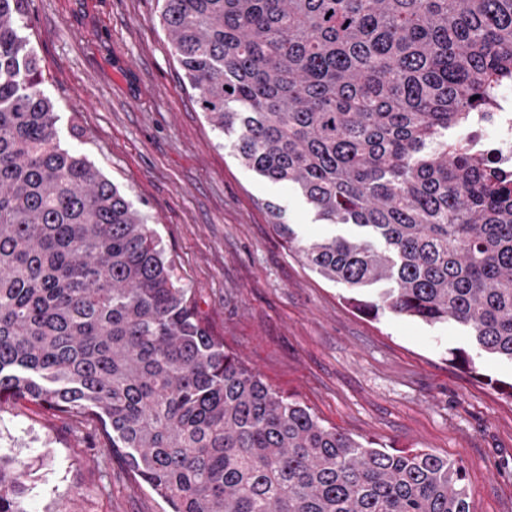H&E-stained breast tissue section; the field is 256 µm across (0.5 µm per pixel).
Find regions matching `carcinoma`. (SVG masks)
Instances as JSON below:
<instances>
[{
	"mask_svg": "<svg viewBox=\"0 0 512 512\" xmlns=\"http://www.w3.org/2000/svg\"><path fill=\"white\" fill-rule=\"evenodd\" d=\"M26 2L0 0V406L97 417L169 512H469L460 464L327 427L224 350L134 204L61 146ZM158 19L241 164L350 227L299 242L267 204L313 271L512 363V177L459 138L512 83V0H161ZM28 472L0 452V512H25Z\"/></svg>",
	"mask_w": 512,
	"mask_h": 512,
	"instance_id": "carcinoma-1",
	"label": "carcinoma"
}]
</instances>
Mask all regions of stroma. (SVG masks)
I'll return each mask as SVG.
<instances>
[{
	"mask_svg": "<svg viewBox=\"0 0 512 512\" xmlns=\"http://www.w3.org/2000/svg\"><path fill=\"white\" fill-rule=\"evenodd\" d=\"M23 33L64 148L88 159L156 230L226 351L328 426L429 448L466 471L470 512H512V401L451 364L455 323L367 317L277 235L326 230L293 187L243 167L198 108L157 0H27ZM100 422L0 406V448L30 462L25 512H163Z\"/></svg>",
	"mask_w": 512,
	"mask_h": 512,
	"instance_id": "35a3bbf8",
	"label": "stroma"
}]
</instances>
